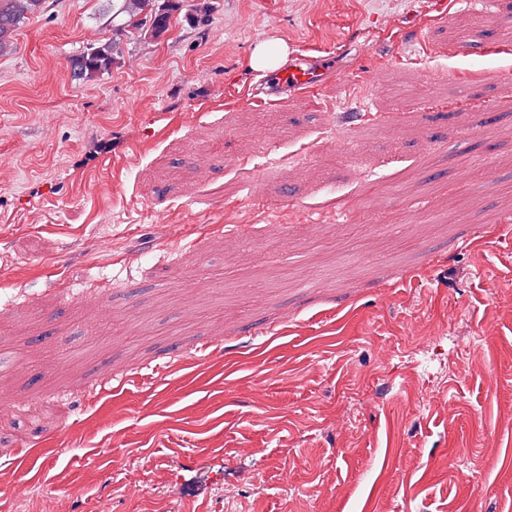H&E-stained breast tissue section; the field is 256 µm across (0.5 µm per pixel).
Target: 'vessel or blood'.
Here are the masks:
<instances>
[{
	"label": "vessel or blood",
	"instance_id": "vessel-or-blood-1",
	"mask_svg": "<svg viewBox=\"0 0 512 512\" xmlns=\"http://www.w3.org/2000/svg\"><path fill=\"white\" fill-rule=\"evenodd\" d=\"M333 69L325 56L300 55L289 59L282 68L262 75L260 85L266 86V96L250 95L249 101L258 106L270 104L272 96L286 92H302L316 89L329 81Z\"/></svg>",
	"mask_w": 512,
	"mask_h": 512
}]
</instances>
